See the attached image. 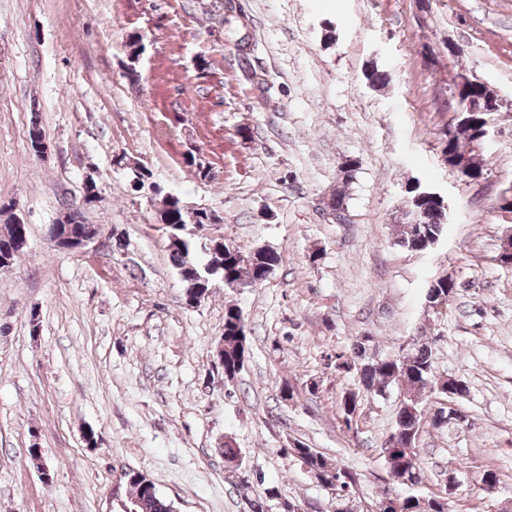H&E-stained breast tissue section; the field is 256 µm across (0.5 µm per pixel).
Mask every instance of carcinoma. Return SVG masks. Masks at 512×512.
I'll use <instances>...</instances> for the list:
<instances>
[{
	"label": "carcinoma",
	"mask_w": 512,
	"mask_h": 512,
	"mask_svg": "<svg viewBox=\"0 0 512 512\" xmlns=\"http://www.w3.org/2000/svg\"><path fill=\"white\" fill-rule=\"evenodd\" d=\"M494 91L478 81L465 85L458 91L460 110L445 133L443 160L448 168L465 177L483 172L484 158L482 131L490 115L481 111L482 100L492 97ZM405 222L398 244L410 251H426L442 237L446 224L443 207L431 198L416 196L411 191L407 201ZM160 220L166 224V233L178 237L169 241L171 258L178 272L184 274L183 283L187 288L198 286L199 277L204 275L195 258L197 243L182 230L192 224H202V216L182 208L178 198L168 195L163 199ZM27 238L24 224H5L0 231V254L9 251L14 261ZM212 266L224 273V286L237 288L242 285H256L267 279L268 270L278 265L279 254L258 248L245 252L230 242L210 250ZM456 284L446 278L431 284L427 296L433 305L450 300ZM241 312L233 305L224 307V377L232 379L243 368L247 354L246 327L238 324ZM432 349L426 344L413 347L402 354L387 358H370L361 364L360 383L362 390L380 395L392 384H400L404 395L400 401L395 419L393 436L398 441L385 445V466L391 481L403 486H418L424 482V473L419 465L417 440L421 432L424 415L421 392L433 375ZM359 394L348 392L342 396L341 409L346 428L352 427L356 418ZM288 454L294 456L316 481L336 482V499L349 497L356 486V473L330 464L320 452L306 447L302 442L293 444ZM132 498L128 507L136 512H172L174 506L158 491L151 493L141 489L139 483L131 485ZM433 497L427 495H393L385 512H432Z\"/></svg>",
	"instance_id": "1"
}]
</instances>
